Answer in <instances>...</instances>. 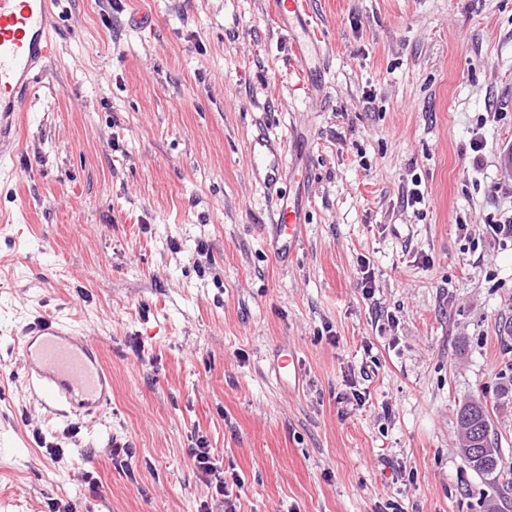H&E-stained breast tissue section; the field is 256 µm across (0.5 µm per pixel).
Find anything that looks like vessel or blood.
I'll return each mask as SVG.
<instances>
[{
    "label": "vessel or blood",
    "mask_w": 512,
    "mask_h": 512,
    "mask_svg": "<svg viewBox=\"0 0 512 512\" xmlns=\"http://www.w3.org/2000/svg\"><path fill=\"white\" fill-rule=\"evenodd\" d=\"M56 0H0V154H11L14 131L26 96L56 53L53 35ZM270 12L286 31L308 88L320 92L312 76L324 56L307 21L306 0H270ZM249 178L260 186L271 209L269 247L289 257L305 222L306 169L297 149L257 129L247 142ZM18 358L32 393L55 415L97 414L112 402V375L97 346L78 336L61 319H50L15 339Z\"/></svg>",
    "instance_id": "vessel-or-blood-1"
}]
</instances>
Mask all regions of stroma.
Here are the masks:
<instances>
[{"label": "stroma", "mask_w": 512, "mask_h": 512, "mask_svg": "<svg viewBox=\"0 0 512 512\" xmlns=\"http://www.w3.org/2000/svg\"><path fill=\"white\" fill-rule=\"evenodd\" d=\"M309 13L328 50L319 99L267 0H58L57 53L0 160V512H198L197 429L241 479L240 512H485L496 497L459 453L457 411L493 402L512 468V404H495L512 385V239L487 225L512 216V0ZM260 126L308 141L285 265L248 174ZM53 318L112 373L111 406L72 438L12 349ZM288 347L291 388L274 374ZM359 379L363 407L342 398Z\"/></svg>", "instance_id": "1"}]
</instances>
